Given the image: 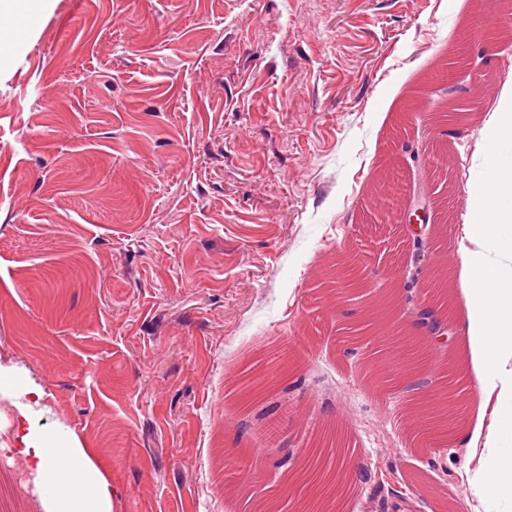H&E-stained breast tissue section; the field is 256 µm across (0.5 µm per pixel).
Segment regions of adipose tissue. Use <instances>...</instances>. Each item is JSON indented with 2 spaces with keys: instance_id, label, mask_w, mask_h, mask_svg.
I'll return each instance as SVG.
<instances>
[{
  "instance_id": "obj_1",
  "label": "adipose tissue",
  "mask_w": 512,
  "mask_h": 512,
  "mask_svg": "<svg viewBox=\"0 0 512 512\" xmlns=\"http://www.w3.org/2000/svg\"><path fill=\"white\" fill-rule=\"evenodd\" d=\"M484 164L467 184L464 230L470 242L448 271L464 297L466 331L457 363L473 373L476 412L461 417L455 436L481 448V475L512 498V89L482 118ZM0 397L16 408L18 453L44 498L46 512H112V489L86 450L71 438L49 439L32 427L42 394L0 353ZM494 401L493 415L485 404Z\"/></svg>"
}]
</instances>
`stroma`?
I'll list each match as a JSON object with an SVG mask.
<instances>
[{
    "label": "stroma",
    "mask_w": 512,
    "mask_h": 512,
    "mask_svg": "<svg viewBox=\"0 0 512 512\" xmlns=\"http://www.w3.org/2000/svg\"><path fill=\"white\" fill-rule=\"evenodd\" d=\"M477 0H53L17 21L0 63V352L44 393L33 417L75 437L112 488L113 512H243L233 485L287 481L269 425L303 461L327 426L374 482L344 512L482 508L479 455L425 447L411 406L445 387L457 345L408 380L393 342H424L406 298L411 234L452 262L469 241L466 185L480 114L512 83V46H470L464 120L424 80ZM428 103L394 145L412 95ZM449 223H375L371 182L397 167ZM358 253L362 297L339 295ZM277 411L257 420L268 405ZM0 399V512H43ZM257 449L251 464L246 449Z\"/></svg>",
    "instance_id": "obj_1"
}]
</instances>
